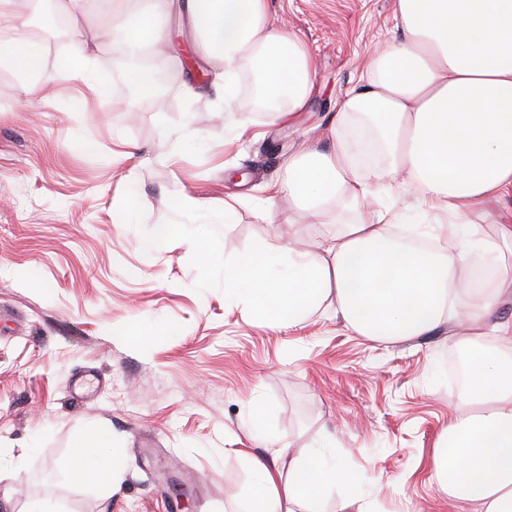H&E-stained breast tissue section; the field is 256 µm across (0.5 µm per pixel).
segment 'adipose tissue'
<instances>
[{
	"mask_svg": "<svg viewBox=\"0 0 512 512\" xmlns=\"http://www.w3.org/2000/svg\"><path fill=\"white\" fill-rule=\"evenodd\" d=\"M124 16L115 46L148 50L171 44L162 18L177 14L199 37L202 53L220 58L224 121L236 123L234 89L250 70L273 97L272 122L303 111L315 61L292 31L270 21V0H152L149 11L117 0ZM398 37L382 45L362 86L336 102L330 144H311L289 157L288 194L321 224H337L317 249L289 250L279 259L264 249L241 255L226 273L234 299L281 326H296L322 304L372 339L428 336L449 329L457 342L479 348L491 336L499 348L471 364L470 400L452 416L435 448V480L449 498L476 512H512V319L497 311L512 295V275L474 287L468 273L483 239L464 224L492 218L491 207L512 198V0H396ZM0 67L25 85L43 77L40 54L23 36L0 48ZM374 134L383 157L360 168L347 135L353 119ZM414 190L425 212L446 215L445 244L422 251L401 243L383 215L369 211L373 196L396 183ZM290 477L277 485L262 460L260 512H315L324 489L347 480L343 470L273 451ZM120 458H93L76 449L73 480L117 474Z\"/></svg>",
	"mask_w": 512,
	"mask_h": 512,
	"instance_id": "adipose-tissue-1",
	"label": "adipose tissue"
}]
</instances>
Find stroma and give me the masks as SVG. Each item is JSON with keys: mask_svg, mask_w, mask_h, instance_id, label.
I'll list each match as a JSON object with an SVG mask.
<instances>
[{"mask_svg": "<svg viewBox=\"0 0 512 512\" xmlns=\"http://www.w3.org/2000/svg\"><path fill=\"white\" fill-rule=\"evenodd\" d=\"M271 20L308 46L314 90L292 123L269 124L238 79L241 127L220 113L219 59L179 18L162 97L128 112L113 89L112 11L48 32L52 0H15L47 79L23 89L0 69V512L35 500L63 512H252V458L286 446L349 472L324 512H461L432 480L435 442L465 394L449 388L455 339L441 330L372 340L321 306L288 329L231 303L225 268L255 248L287 253L325 232L266 188L307 142L326 141L337 97L360 85L394 34V0H271ZM81 72L60 54L83 51ZM200 94L187 98L185 83ZM240 199L232 218L224 200ZM174 226L158 240V227ZM152 248H145V241ZM109 435L124 475L111 490L67 476L74 446Z\"/></svg>", "mask_w": 512, "mask_h": 512, "instance_id": "35a3bbf8", "label": "stroma"}]
</instances>
